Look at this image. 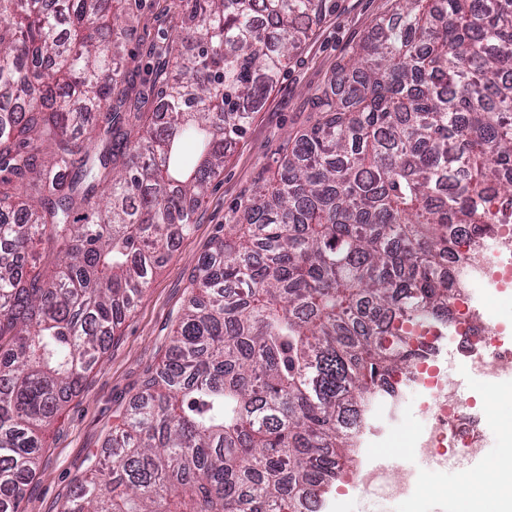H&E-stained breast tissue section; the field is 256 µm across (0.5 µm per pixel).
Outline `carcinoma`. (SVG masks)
Returning a JSON list of instances; mask_svg holds the SVG:
<instances>
[{
	"instance_id": "carcinoma-1",
	"label": "carcinoma",
	"mask_w": 512,
	"mask_h": 512,
	"mask_svg": "<svg viewBox=\"0 0 512 512\" xmlns=\"http://www.w3.org/2000/svg\"><path fill=\"white\" fill-rule=\"evenodd\" d=\"M0 0V512L41 434L195 224L208 184L336 0ZM244 224L203 255L165 360L62 512H303L350 462L417 330L455 321L512 220V0H393ZM36 271L19 275L13 257ZM171 5V1L166 0H143L141 3L139 15L142 23L134 29L128 39L127 50L129 56L126 55L130 62V69L137 70L136 79L138 81L140 78L146 77L148 66L151 65L150 60L145 56L142 38L145 37V33H149L150 38L156 36L158 26L155 20L161 14H166L168 10L165 9H168Z\"/></svg>"
}]
</instances>
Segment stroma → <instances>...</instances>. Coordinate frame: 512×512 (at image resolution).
<instances>
[{"label":"stroma","instance_id":"stroma-1","mask_svg":"<svg viewBox=\"0 0 512 512\" xmlns=\"http://www.w3.org/2000/svg\"><path fill=\"white\" fill-rule=\"evenodd\" d=\"M169 6V0H142L141 24L127 44L130 67L138 77H145L150 64L142 38L156 34V19ZM391 8L392 0H336L335 12L313 26L276 87L255 112L247 134L227 151L224 170L211 182L193 231L177 241L171 258L154 275L100 363L46 429V450L39 471L24 488L20 512H61L75 489L76 478L87 473L132 397L161 362L191 296V276L198 259L223 237L226 225L242 223L243 203L258 184L272 179L289 136L315 123L316 97L337 64L369 33L374 20ZM496 383L505 389L496 398L488 397L481 380L448 391L449 402H473L482 416L484 448L478 460L484 466L505 455L503 427L512 424V374L497 378ZM426 427V416L412 386H401L396 399L374 400L369 426L359 439L362 448L372 457L387 448L406 449L401 467L414 472L418 482L401 496L392 495L382 481L359 491L349 484L353 469L348 466L326 494L325 512L337 502L344 512H455L448 490L457 482L456 471L422 464L412 454Z\"/></svg>","mask_w":512,"mask_h":512}]
</instances>
